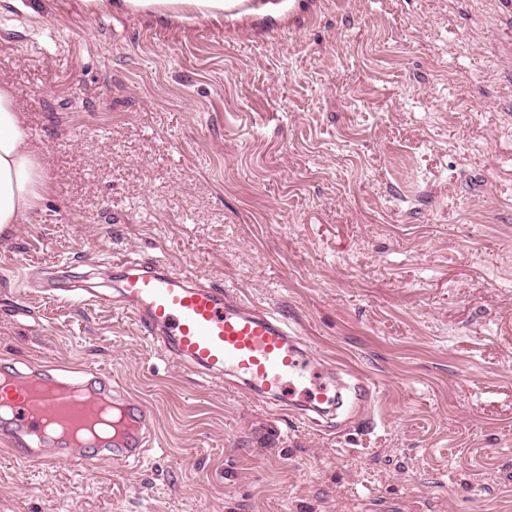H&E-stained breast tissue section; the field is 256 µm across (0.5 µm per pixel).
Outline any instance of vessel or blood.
<instances>
[{
    "instance_id": "vessel-or-blood-1",
    "label": "vessel or blood",
    "mask_w": 512,
    "mask_h": 512,
    "mask_svg": "<svg viewBox=\"0 0 512 512\" xmlns=\"http://www.w3.org/2000/svg\"><path fill=\"white\" fill-rule=\"evenodd\" d=\"M117 293L121 309L143 323L175 360L205 376L233 372L255 396L288 398L315 363L312 350L277 311L215 284L191 283L165 265L126 267ZM0 399L8 403L0 417V446L48 471L70 457L41 449L47 427L87 423L98 404L109 401L127 421L111 444L118 453L136 456L153 420L147 406L129 400L97 372L58 379L35 369L19 375Z\"/></svg>"
}]
</instances>
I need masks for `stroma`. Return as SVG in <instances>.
Instances as JSON below:
<instances>
[{
    "instance_id": "stroma-1",
    "label": "stroma",
    "mask_w": 512,
    "mask_h": 512,
    "mask_svg": "<svg viewBox=\"0 0 512 512\" xmlns=\"http://www.w3.org/2000/svg\"><path fill=\"white\" fill-rule=\"evenodd\" d=\"M0 81L54 186L0 236V371L108 372L155 415L92 472L0 449V512H512V0H0ZM156 259L370 376L372 420L279 415L43 292ZM129 10H152L159 14L173 10L172 6H189L201 15L236 13L244 10H260L268 0H116Z\"/></svg>"
}]
</instances>
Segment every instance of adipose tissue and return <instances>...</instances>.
<instances>
[{
  "instance_id": "obj_1",
  "label": "adipose tissue",
  "mask_w": 512,
  "mask_h": 512,
  "mask_svg": "<svg viewBox=\"0 0 512 512\" xmlns=\"http://www.w3.org/2000/svg\"><path fill=\"white\" fill-rule=\"evenodd\" d=\"M51 190L40 153L21 129L17 103L0 82V234L33 216Z\"/></svg>"
}]
</instances>
